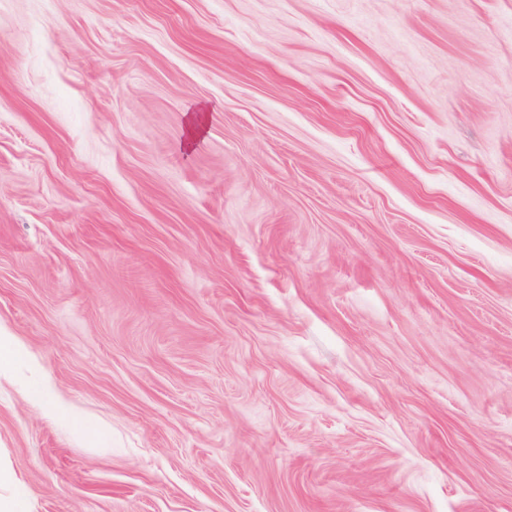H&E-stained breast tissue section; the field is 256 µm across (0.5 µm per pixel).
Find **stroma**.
Masks as SVG:
<instances>
[{"instance_id": "stroma-1", "label": "stroma", "mask_w": 512, "mask_h": 512, "mask_svg": "<svg viewBox=\"0 0 512 512\" xmlns=\"http://www.w3.org/2000/svg\"><path fill=\"white\" fill-rule=\"evenodd\" d=\"M0 494L512 512V0H0Z\"/></svg>"}]
</instances>
